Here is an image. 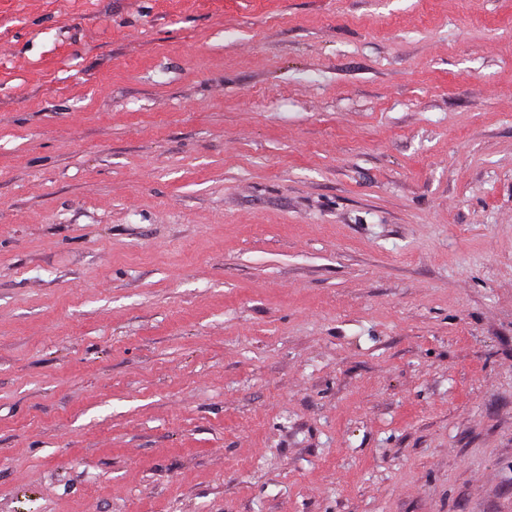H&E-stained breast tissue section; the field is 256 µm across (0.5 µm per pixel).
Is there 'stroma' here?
Listing matches in <instances>:
<instances>
[{"mask_svg":"<svg viewBox=\"0 0 512 512\" xmlns=\"http://www.w3.org/2000/svg\"><path fill=\"white\" fill-rule=\"evenodd\" d=\"M0 512H512V0H0Z\"/></svg>","mask_w":512,"mask_h":512,"instance_id":"35a3bbf8","label":"stroma"}]
</instances>
